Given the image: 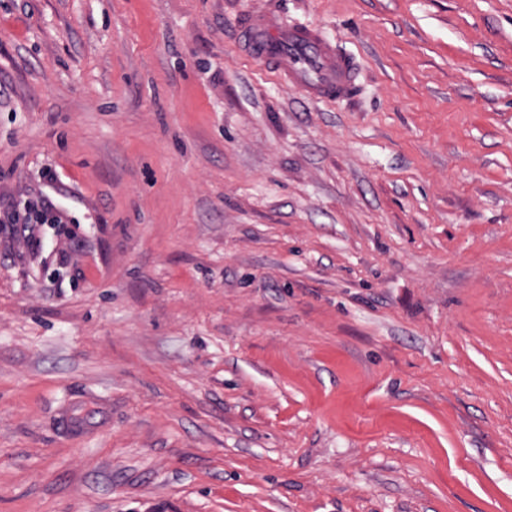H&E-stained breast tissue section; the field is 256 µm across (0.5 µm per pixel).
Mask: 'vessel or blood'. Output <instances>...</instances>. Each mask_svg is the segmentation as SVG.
<instances>
[{
  "mask_svg": "<svg viewBox=\"0 0 512 512\" xmlns=\"http://www.w3.org/2000/svg\"><path fill=\"white\" fill-rule=\"evenodd\" d=\"M243 47L252 60L284 76L310 100L339 101L357 92L355 61L340 53L320 28L287 24L277 11L244 18Z\"/></svg>",
  "mask_w": 512,
  "mask_h": 512,
  "instance_id": "b4317fda",
  "label": "vessel or blood"
}]
</instances>
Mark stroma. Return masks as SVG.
I'll return each instance as SVG.
<instances>
[{"mask_svg": "<svg viewBox=\"0 0 512 512\" xmlns=\"http://www.w3.org/2000/svg\"><path fill=\"white\" fill-rule=\"evenodd\" d=\"M271 6L355 100L246 56ZM39 190L0 512H512V0H0V206Z\"/></svg>", "mask_w": 512, "mask_h": 512, "instance_id": "1", "label": "stroma"}]
</instances>
